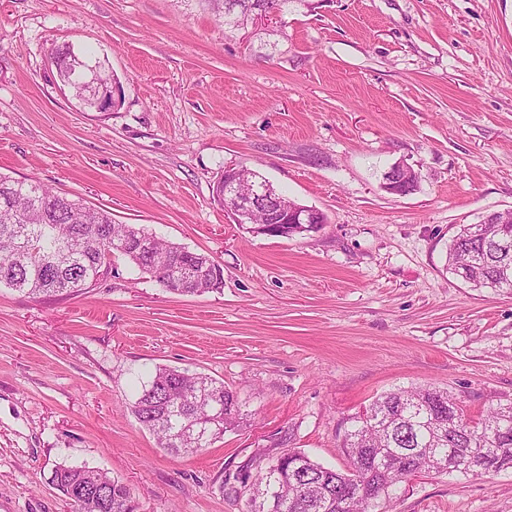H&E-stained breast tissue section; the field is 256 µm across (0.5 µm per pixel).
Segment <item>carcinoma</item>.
I'll return each mask as SVG.
<instances>
[{
    "instance_id": "1",
    "label": "carcinoma",
    "mask_w": 512,
    "mask_h": 512,
    "mask_svg": "<svg viewBox=\"0 0 512 512\" xmlns=\"http://www.w3.org/2000/svg\"><path fill=\"white\" fill-rule=\"evenodd\" d=\"M233 33L266 0H196ZM58 79L80 70L58 47L50 53ZM138 227L114 224L104 209L85 206L51 186L0 175V286L32 296L63 295L86 289L112 269V257L126 258L138 271L156 277L158 263L169 278H186L180 295H203L224 287V268L209 256L179 244L153 239L150 250L132 242ZM448 269L463 270L473 288L512 293V223L460 224L448 249ZM219 403L224 418L211 425L216 437L243 423L238 396L206 374L159 366L138 391L133 413L173 456L203 450L189 428L209 422L208 408ZM466 407L436 387L398 388L369 403L366 416L348 418L344 448L349 465L326 467L303 451L268 460L277 467L255 475L224 478L247 495L246 512H370L369 496L378 487L391 500L395 488L392 462L438 473L448 464V449L474 453L485 470L512 468V404L491 407L473 426ZM52 483L74 503L77 512H136L127 486L110 473L61 463Z\"/></svg>"
}]
</instances>
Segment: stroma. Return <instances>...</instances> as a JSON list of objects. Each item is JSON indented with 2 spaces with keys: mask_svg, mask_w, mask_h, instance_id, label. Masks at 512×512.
<instances>
[{
  "mask_svg": "<svg viewBox=\"0 0 512 512\" xmlns=\"http://www.w3.org/2000/svg\"><path fill=\"white\" fill-rule=\"evenodd\" d=\"M64 45L119 78V105L59 84ZM399 162L406 195L381 186ZM230 165L327 223H234L212 193ZM0 173L224 268L200 296L121 258L76 295L0 288V512H75L63 461L118 477L137 512H245L225 475L294 449L345 467L347 418L383 392L512 404V293L447 268L457 225L512 209V0H306L245 37L195 0H0ZM158 366L223 381L243 426L167 454L132 412ZM386 508L512 512V470L411 479ZM383 179V185L385 189L389 190V186H391V190L394 191L395 194H402L399 192L400 187H402L410 179H414L416 181L410 184L409 192L415 189L418 183V173L414 170L413 167L404 163H398L392 165L387 171L384 172Z\"/></svg>",
  "mask_w": 512,
  "mask_h": 512,
  "instance_id": "obj_1",
  "label": "stroma"
}]
</instances>
